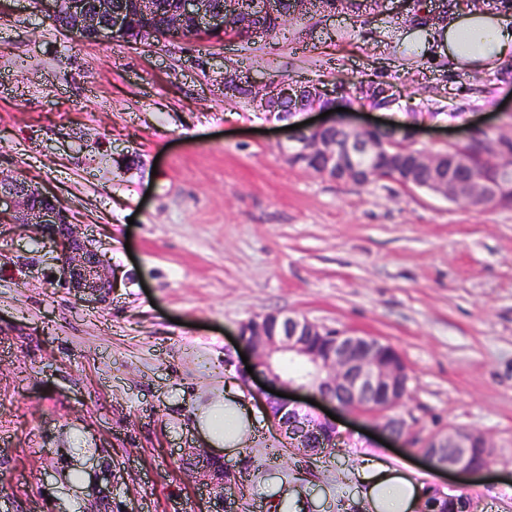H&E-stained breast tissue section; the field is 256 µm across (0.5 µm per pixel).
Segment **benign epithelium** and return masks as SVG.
<instances>
[{
	"instance_id": "1",
	"label": "benign epithelium",
	"mask_w": 512,
	"mask_h": 512,
	"mask_svg": "<svg viewBox=\"0 0 512 512\" xmlns=\"http://www.w3.org/2000/svg\"><path fill=\"white\" fill-rule=\"evenodd\" d=\"M405 0H340L337 8H326L331 16L336 9L360 12L368 17L394 2ZM46 6L48 18L65 19L61 30L79 42H96L107 38H120L133 45L151 44L163 38L179 40L201 37H224L227 23L233 18L245 17L249 25V40L256 41L268 36L263 24L267 15H275L278 0H174L175 6L166 10L164 25L151 21L159 10L153 0H37ZM445 0H427L425 8L417 16H406L409 22L425 18L436 23L444 14ZM193 22L192 32L181 34L184 21ZM241 87L250 89L253 102L263 110H274L288 103V113L279 115L284 121L297 112L311 110L328 111L321 102L335 98L318 83L298 81H272L242 76L237 70L224 74V95L233 96ZM356 95L364 99L384 100V108L393 107L400 100V91L394 84H377L360 79L356 83ZM336 124V118L315 124H306L288 131L291 151L288 161L307 155L321 160L315 174L330 179L340 178L354 183L366 174L346 157L360 152H382L390 142L404 138L409 159L401 165V181L419 185L420 175L432 173L428 182L432 193L450 201H462L476 205L489 199H498L502 184L512 180V135L488 126H474L467 130L465 139L447 149L429 152L415 146L417 129L406 131L398 127L365 125L348 128L349 138L342 146L333 140L317 137V133ZM387 131L390 139L379 143L367 137L369 133ZM481 146L485 156L498 164L496 177L475 178L463 166L446 167L448 152H460L474 145ZM0 224H34L43 238L56 252L60 263L61 283L73 289L80 302L99 303L112 288L104 260L98 251L88 247L71 224L65 207L53 195L32 185L19 174L5 175L0 172ZM329 330L309 321L282 312H269L254 316L241 323L238 336L250 350L253 373L239 370V378L249 382L256 376L274 390L297 384L294 379H284L278 372L276 359L289 357L304 361L314 379L312 388L324 401L340 409L358 414V405L371 404L369 412L374 427L402 448H409L437 467H450L459 474L470 477L484 472L489 460L474 463L469 449L489 448L487 437L477 430L450 428L423 436L411 418L398 414L395 409L403 400L408 387L404 371L390 361L387 345L373 336L336 334L335 342L326 352L312 351V341L327 336ZM259 397L265 407L270 424L276 434L291 448H299L307 455L313 449L323 448L321 431L337 430L336 421L326 415L313 416L303 412L298 402L261 391ZM380 404H374V401ZM192 472L200 473L209 486L208 512H236L239 488L224 461L204 452L192 453Z\"/></svg>"
}]
</instances>
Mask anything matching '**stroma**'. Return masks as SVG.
<instances>
[{"mask_svg":"<svg viewBox=\"0 0 512 512\" xmlns=\"http://www.w3.org/2000/svg\"><path fill=\"white\" fill-rule=\"evenodd\" d=\"M403 26L390 10L314 13L289 22L288 42L136 48L77 42L35 0H0V171L60 199L118 280L105 304H78L33 228L0 226V512H93L103 495L205 512L181 451L204 447L193 415L236 378L240 324L267 312L394 347L417 429H476L493 446L466 481L474 512H512V208L318 177L289 164L283 122L224 96L234 68L330 88L369 76L395 83L399 104L356 100L343 122L416 115L430 152L471 126L512 129V74L415 60ZM371 428L340 415L339 452L301 464L259 416L228 459L252 468L240 512H289L287 486L308 512H346L369 459L453 482ZM111 462L122 473L105 486L94 469Z\"/></svg>","mask_w":512,"mask_h":512,"instance_id":"35a3bbf8","label":"stroma"}]
</instances>
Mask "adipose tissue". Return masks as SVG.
I'll return each mask as SVG.
<instances>
[{"label":"adipose tissue","instance_id":"obj_1","mask_svg":"<svg viewBox=\"0 0 512 512\" xmlns=\"http://www.w3.org/2000/svg\"><path fill=\"white\" fill-rule=\"evenodd\" d=\"M422 32L453 71L493 72L512 65V13L488 5L487 0L449 7L445 24L423 27ZM195 419L207 444L228 455L241 451L245 437L257 425L253 412L230 396L200 409ZM361 483L365 512H417L428 494L424 485L380 462L370 464Z\"/></svg>","mask_w":512,"mask_h":512}]
</instances>
